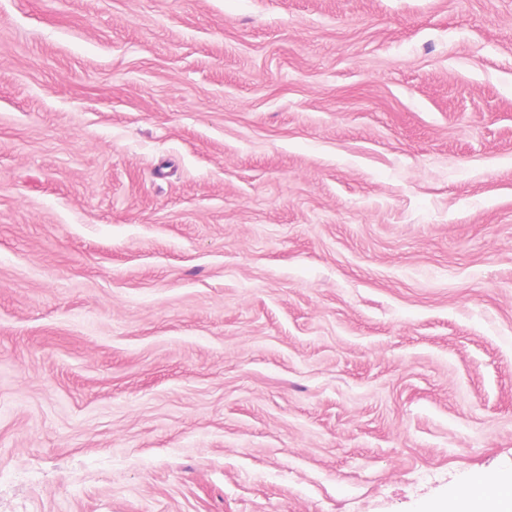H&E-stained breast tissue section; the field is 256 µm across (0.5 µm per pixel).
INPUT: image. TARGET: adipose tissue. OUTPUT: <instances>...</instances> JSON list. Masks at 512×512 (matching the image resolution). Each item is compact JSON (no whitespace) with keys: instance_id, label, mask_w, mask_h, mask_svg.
Listing matches in <instances>:
<instances>
[{"instance_id":"adipose-tissue-1","label":"adipose tissue","mask_w":512,"mask_h":512,"mask_svg":"<svg viewBox=\"0 0 512 512\" xmlns=\"http://www.w3.org/2000/svg\"><path fill=\"white\" fill-rule=\"evenodd\" d=\"M429 512H512V477H475L469 489L449 490L446 504Z\"/></svg>"}]
</instances>
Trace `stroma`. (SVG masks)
Here are the masks:
<instances>
[{
	"label": "stroma",
	"mask_w": 512,
	"mask_h": 512,
	"mask_svg": "<svg viewBox=\"0 0 512 512\" xmlns=\"http://www.w3.org/2000/svg\"><path fill=\"white\" fill-rule=\"evenodd\" d=\"M512 474V0H0V512H421Z\"/></svg>",
	"instance_id": "35a3bbf8"
}]
</instances>
